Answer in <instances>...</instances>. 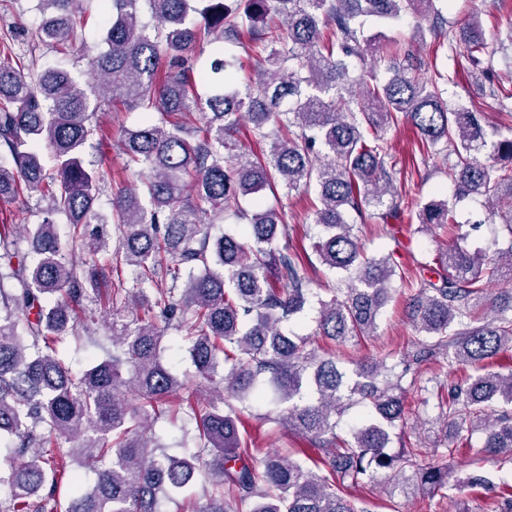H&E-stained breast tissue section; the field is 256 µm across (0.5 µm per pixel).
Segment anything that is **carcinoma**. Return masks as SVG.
Returning a JSON list of instances; mask_svg holds the SVG:
<instances>
[{"mask_svg": "<svg viewBox=\"0 0 512 512\" xmlns=\"http://www.w3.org/2000/svg\"><path fill=\"white\" fill-rule=\"evenodd\" d=\"M204 2L193 20L189 0H111L88 83L63 69L26 74L0 61V201L42 188L47 200L36 224L0 219V449L18 458L0 469V512H159L161 499L200 473L207 480L197 512H236L246 500L251 512H367L347 489L371 484L380 469L391 485L443 490L453 449L387 452L392 430L407 426L409 390L425 393V406L433 396L407 379L425 361L474 369L436 395L456 447L480 432L484 453L512 460V369L494 368L512 351V294L489 293L491 282L512 281V249L493 259L470 250L448 201L417 207L420 230L456 233L439 250L438 282L420 280L412 299L418 336L400 371L383 357L349 372L336 353L321 356L308 338L281 330L314 309L317 335L345 346L374 333L392 278L406 282L392 255L364 254L349 219L353 212L386 224L396 215L398 204L385 200L395 196L385 132L401 120L443 154L456 196L479 201L512 234V124L487 129L478 112L448 105L438 81L420 78L410 51L399 61L364 35L367 21L392 24L410 10L415 30L426 24L435 41L448 40L441 0ZM36 9L30 42L81 50L86 0H37ZM461 31L467 72L481 75L488 46L476 13ZM242 33L254 58L243 90L224 52V39ZM355 60L371 61L356 79ZM490 95L512 120V89L493 86ZM119 104L150 117L123 134L131 177L107 218L98 210L105 174L84 155L95 114ZM242 120L253 138L270 141L266 156L242 149ZM277 181L318 192L313 251L345 283L328 298L311 291L301 256L275 246L288 225L261 193ZM208 214L245 222L243 234L212 235L201 221ZM99 224L114 225V234ZM20 233L30 250L19 247ZM106 265L127 266L131 285L120 279L112 293V350L76 373L59 345L89 332L86 302ZM170 327L212 397L188 389L164 360ZM179 395L195 421L194 451L183 457L152 432L163 404ZM248 398L287 405L276 422L311 445L308 463L247 446ZM358 404L370 413L338 436L340 418ZM430 455L438 461L426 462ZM72 460L98 467L92 488L67 472ZM485 510L512 512V485Z\"/></svg>", "mask_w": 512, "mask_h": 512, "instance_id": "obj_1", "label": "carcinoma"}]
</instances>
